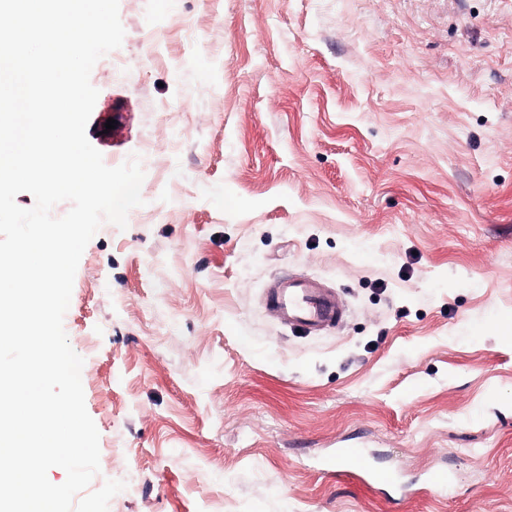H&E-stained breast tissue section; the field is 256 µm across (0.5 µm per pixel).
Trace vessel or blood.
Instances as JSON below:
<instances>
[{"label": "vessel or blood", "instance_id": "b4317fda", "mask_svg": "<svg viewBox=\"0 0 512 512\" xmlns=\"http://www.w3.org/2000/svg\"><path fill=\"white\" fill-rule=\"evenodd\" d=\"M267 300L284 324L307 333L335 327L344 316L342 304L335 292L310 277L289 276L277 279L268 292ZM342 458L349 472L367 474L371 484L379 486L391 480L388 471L372 469L360 449H344Z\"/></svg>", "mask_w": 512, "mask_h": 512}]
</instances>
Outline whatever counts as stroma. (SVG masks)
Instances as JSON below:
<instances>
[{"instance_id":"1","label":"stroma","mask_w":512,"mask_h":512,"mask_svg":"<svg viewBox=\"0 0 512 512\" xmlns=\"http://www.w3.org/2000/svg\"><path fill=\"white\" fill-rule=\"evenodd\" d=\"M119 16L86 135L139 157L144 204L88 243L63 320L109 512H512V0ZM292 275L344 321L285 327L266 291ZM342 458L347 463L348 473H365L373 485H384L391 481V474L385 470H374L369 464L365 454L358 448H345Z\"/></svg>"}]
</instances>
